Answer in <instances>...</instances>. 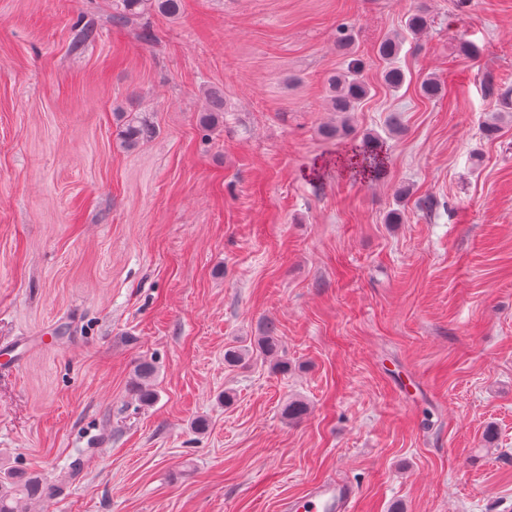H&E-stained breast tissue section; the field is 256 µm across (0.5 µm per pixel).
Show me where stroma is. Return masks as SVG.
<instances>
[{"instance_id": "1", "label": "stroma", "mask_w": 512, "mask_h": 512, "mask_svg": "<svg viewBox=\"0 0 512 512\" xmlns=\"http://www.w3.org/2000/svg\"><path fill=\"white\" fill-rule=\"evenodd\" d=\"M182 2L0 0V465L65 477L34 512H281L336 478L354 512H512V0ZM353 57L371 94L328 140ZM119 112L156 135L123 148ZM369 134L385 168L350 175ZM269 323L287 370L225 365ZM117 2L119 12L116 20L118 22L138 16L152 6L167 14H175L182 7L181 0H117ZM404 38L387 37L378 46L377 55L385 63L384 80L393 89L401 88L407 80L406 72L398 65ZM210 108L204 114L203 123L206 127H218L224 123V94L220 90L208 92ZM155 374V367L152 362L142 361L135 369L136 380L132 391L138 400L145 405L150 404L155 399V392L151 388V380Z\"/></svg>"}]
</instances>
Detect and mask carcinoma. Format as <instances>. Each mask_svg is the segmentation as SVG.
<instances>
[{
	"mask_svg": "<svg viewBox=\"0 0 512 512\" xmlns=\"http://www.w3.org/2000/svg\"><path fill=\"white\" fill-rule=\"evenodd\" d=\"M119 12L116 20L124 22L140 15L150 7L174 14L182 7L181 0H117ZM404 39L388 37L378 46L377 55L385 63L384 80L393 88H401L407 80L406 72L398 65ZM362 62L352 58L342 73L329 78V106L331 111L342 116L340 124L326 125L322 134L327 139L340 138L353 134L349 117L358 111L361 103L370 93V87L360 78ZM210 108L204 114L203 123L207 127H218L224 123V94L219 90L208 92ZM155 133L154 127L141 118L125 121L120 129V141L128 148H134L149 140ZM278 353V336L273 327H268L263 335L249 345H236L224 352V361L231 366L244 364L255 355L274 356ZM155 374L153 363L140 362L135 369L136 380L132 391L138 400L149 404L155 399L151 380ZM290 420H299L308 412V404L301 398H292L283 409ZM61 486L48 480L38 472H16L10 468L0 469V512H27L33 501L49 500L60 493Z\"/></svg>",
	"mask_w": 512,
	"mask_h": 512,
	"instance_id": "obj_1",
	"label": "carcinoma"
}]
</instances>
